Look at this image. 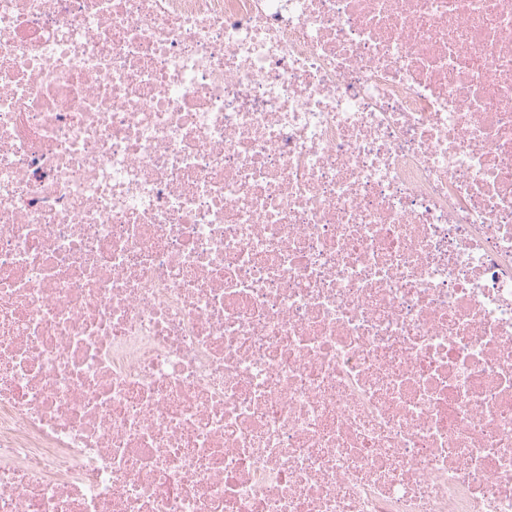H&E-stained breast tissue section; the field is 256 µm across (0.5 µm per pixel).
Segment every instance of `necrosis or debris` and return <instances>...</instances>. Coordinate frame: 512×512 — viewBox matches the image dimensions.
<instances>
[{
	"label": "necrosis or debris",
	"instance_id": "necrosis-or-debris-1",
	"mask_svg": "<svg viewBox=\"0 0 512 512\" xmlns=\"http://www.w3.org/2000/svg\"><path fill=\"white\" fill-rule=\"evenodd\" d=\"M0 512H512V0H0Z\"/></svg>",
	"mask_w": 512,
	"mask_h": 512
}]
</instances>
